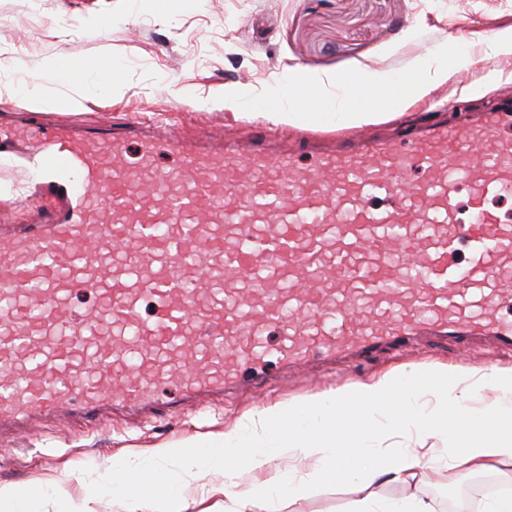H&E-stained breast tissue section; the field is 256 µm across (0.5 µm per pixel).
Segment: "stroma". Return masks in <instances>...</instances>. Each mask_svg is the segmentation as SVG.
<instances>
[{"label": "stroma", "instance_id": "1", "mask_svg": "<svg viewBox=\"0 0 512 512\" xmlns=\"http://www.w3.org/2000/svg\"><path fill=\"white\" fill-rule=\"evenodd\" d=\"M108 16L112 24L87 32L85 19ZM512 30V0H0V68L37 79L55 57L70 62L73 78L85 62L101 68L119 64L122 91L70 104V83H41L39 102L0 97V146L8 145L19 119L40 126L56 121L87 123L105 117L116 124L146 122L164 115L178 133L220 132L243 138L260 123L223 103V94L246 88L258 93L298 66L331 76L347 68L362 73H398L430 58L436 45L464 33V63L448 84L430 91L400 119L367 125L366 137L396 136L407 124L454 123L512 94V53L494 57L495 75L478 67L492 32ZM450 364L466 371L512 366V351L490 341L463 345L452 336H421L398 351H380L355 363L314 365L309 374L282 379L269 375L161 418L114 414L98 425L70 417L35 418L0 432V486L29 484L40 495L31 512H123L120 499L104 492L93 503L85 484L100 480L102 463L115 455L142 472L160 468L184 475L177 459L154 458L155 445L192 435L220 434L241 424L245 410L279 403L297 406L394 368L410 370ZM469 472L425 468L415 485H382L388 501L409 494L438 499L441 489L465 486L461 512H482L490 491L512 486V466L483 472L480 486ZM223 470L197 472L183 512H222L224 498L211 487ZM356 486H308L281 497L277 512H347Z\"/></svg>", "mask_w": 512, "mask_h": 512}]
</instances>
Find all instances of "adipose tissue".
Listing matches in <instances>:
<instances>
[{
    "label": "adipose tissue",
    "mask_w": 512,
    "mask_h": 512,
    "mask_svg": "<svg viewBox=\"0 0 512 512\" xmlns=\"http://www.w3.org/2000/svg\"><path fill=\"white\" fill-rule=\"evenodd\" d=\"M487 388L499 394L500 403L473 407L477 393ZM425 395L438 405V412L423 417L409 410L387 423L390 431L414 434L418 446L376 452L362 444V436L375 429V415L382 403L393 397ZM451 404L467 410L473 426L495 423L496 432L467 440L453 454L427 446V439L441 432L447 420L445 411ZM289 413L294 421L285 430L280 423ZM284 452L296 462L294 471L288 474L273 468ZM242 454L255 468L271 472L258 488H237L228 465ZM446 460L468 472L512 463V368L470 374L451 366L432 372L391 370L333 393L329 399L311 400L301 408L289 411L273 404L253 409L245 414L241 426L225 430L223 444L205 446L190 456L189 463L198 470L224 466L220 488L226 502L224 512H256L260 501L296 494L306 480L358 485L362 495L352 501L349 512H437L432 502L416 496L398 504L383 502L378 490L387 483L411 484L427 464ZM107 488L121 497L126 512H181L179 505L189 493L187 483L172 480L166 472L146 478L119 460L110 462L104 482L87 485L86 500H95Z\"/></svg>",
    "instance_id": "1"
}]
</instances>
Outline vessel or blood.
Instances as JSON below:
<instances>
[{
	"mask_svg": "<svg viewBox=\"0 0 512 512\" xmlns=\"http://www.w3.org/2000/svg\"><path fill=\"white\" fill-rule=\"evenodd\" d=\"M510 117L338 150L26 128L52 208L0 234V424L169 412L428 329L512 347V222L489 207L512 196Z\"/></svg>",
	"mask_w": 512,
	"mask_h": 512,
	"instance_id": "obj_1",
	"label": "vessel or blood"
}]
</instances>
